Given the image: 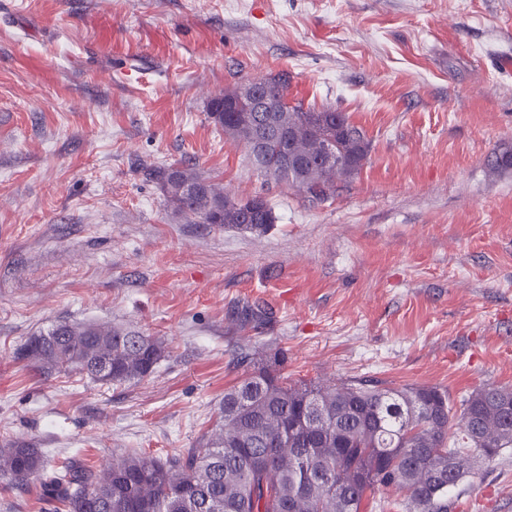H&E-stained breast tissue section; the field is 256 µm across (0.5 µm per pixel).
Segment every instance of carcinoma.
<instances>
[{
	"instance_id": "carcinoma-1",
	"label": "carcinoma",
	"mask_w": 512,
	"mask_h": 512,
	"mask_svg": "<svg viewBox=\"0 0 512 512\" xmlns=\"http://www.w3.org/2000/svg\"><path fill=\"white\" fill-rule=\"evenodd\" d=\"M256 111H234L252 92ZM207 117L247 150L267 179L325 200L358 173L369 142L349 116L288 100L279 75L212 97ZM172 218L262 236L276 217L265 197L224 193L193 169L153 170ZM165 353L158 338L108 322H63L25 344V359L95 382L150 376ZM270 348L224 391L219 421L197 448L156 458L137 450L96 469L72 457L45 474L24 439L0 447V479L33 484L56 512H360L367 492H406L404 512H448V489L512 447V390L482 388L455 405L438 386L372 380L288 382Z\"/></svg>"
}]
</instances>
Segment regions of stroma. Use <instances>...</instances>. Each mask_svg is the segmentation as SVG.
Listing matches in <instances>:
<instances>
[{
	"label": "stroma",
	"mask_w": 512,
	"mask_h": 512,
	"mask_svg": "<svg viewBox=\"0 0 512 512\" xmlns=\"http://www.w3.org/2000/svg\"><path fill=\"white\" fill-rule=\"evenodd\" d=\"M282 72L370 144L324 202L266 182L208 121ZM512 0H0V442L47 467L196 447L281 349L293 381L512 389ZM265 196L263 236L172 220L150 169ZM61 322L164 340L101 384L23 359ZM512 512V448L448 492Z\"/></svg>",
	"instance_id": "1"
}]
</instances>
